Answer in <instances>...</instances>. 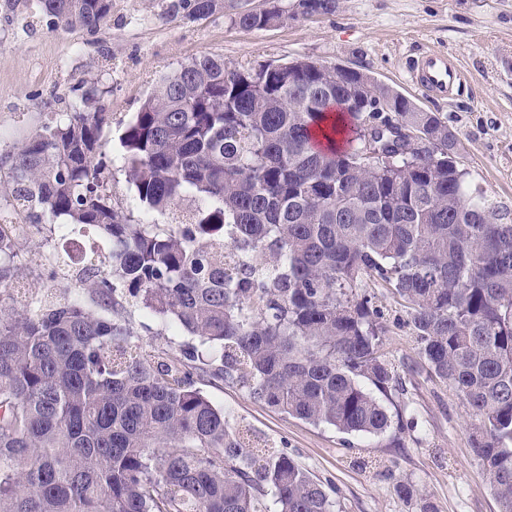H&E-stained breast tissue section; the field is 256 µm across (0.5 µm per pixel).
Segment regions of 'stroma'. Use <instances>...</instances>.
I'll return each mask as SVG.
<instances>
[{"label":"stroma","mask_w":512,"mask_h":512,"mask_svg":"<svg viewBox=\"0 0 512 512\" xmlns=\"http://www.w3.org/2000/svg\"><path fill=\"white\" fill-rule=\"evenodd\" d=\"M163 0H112L96 33L51 29L33 0L0 10V153L12 150L94 78L99 103L111 112L104 132L112 161V202L147 224L166 216L140 204L123 171L122 134L160 76L203 55L231 67L256 68L298 57L359 69L447 118L460 142L459 164L477 187L512 207V0H337L326 15L307 14L298 0H279L280 25L244 29L224 12L196 22L162 18ZM446 52L466 78L448 99H434L409 80L410 59L429 47ZM387 309L383 353L402 382L383 401L392 428L380 435L345 434L273 411L237 385L196 378L195 386L261 443L286 447L302 466L335 487V512H498L495 495L473 452L469 412L449 386L429 377L405 308L369 280ZM134 343L166 357L179 354L186 334L145 309L128 313ZM416 419L413 431L398 430ZM417 490L400 499L397 483Z\"/></svg>","instance_id":"35a3bbf8"}]
</instances>
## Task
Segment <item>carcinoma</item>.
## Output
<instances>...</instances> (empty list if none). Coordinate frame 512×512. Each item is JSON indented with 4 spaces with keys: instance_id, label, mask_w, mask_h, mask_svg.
<instances>
[{
    "instance_id": "obj_1",
    "label": "carcinoma",
    "mask_w": 512,
    "mask_h": 512,
    "mask_svg": "<svg viewBox=\"0 0 512 512\" xmlns=\"http://www.w3.org/2000/svg\"><path fill=\"white\" fill-rule=\"evenodd\" d=\"M330 14L336 0H302ZM49 25L94 32L112 0H39ZM224 0H169L188 22ZM278 7L231 17L263 29ZM203 55L163 75L125 129V172L144 224L112 206L101 133L111 116L83 80L71 112L0 153V291L14 295L16 219L93 228L109 272L69 253L42 265L53 293L0 305V512H334L332 488L284 449L244 451V434L193 387V371L246 388L276 411L346 434L392 424L377 394L398 386L368 278L407 309L429 373L472 417V447L512 512V209L424 146L457 133L403 95L383 112L336 105L347 83ZM380 151L362 168L364 129ZM150 309L199 340L159 360L116 315ZM368 380L371 393L359 383ZM273 493L275 510L265 497Z\"/></svg>"
}]
</instances>
